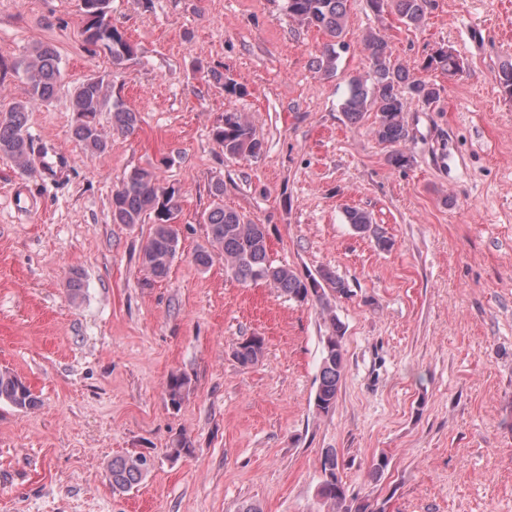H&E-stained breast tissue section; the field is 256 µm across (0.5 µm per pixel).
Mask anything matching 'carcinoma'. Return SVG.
I'll return each mask as SVG.
<instances>
[{
	"label": "carcinoma",
	"instance_id": "1",
	"mask_svg": "<svg viewBox=\"0 0 512 512\" xmlns=\"http://www.w3.org/2000/svg\"><path fill=\"white\" fill-rule=\"evenodd\" d=\"M288 16L298 25L315 28L330 38L318 61V70L330 75L336 71L338 50L347 47L348 0H284ZM377 15L385 6L393 9L398 20L414 28L426 20L428 0H366ZM110 0H81L80 13L82 36L89 53L104 52L112 58V65L120 69L137 55L135 46L126 37L123 28L109 16ZM361 44L367 52L370 69L365 76H354L347 84V95L342 110L352 124L359 123L368 112L376 114L372 132L381 144L390 147L387 162L399 169L410 166L411 156L400 146L409 138L404 112L408 100L425 106L439 98L436 84L415 76L393 56L388 42L379 34L369 31L362 36ZM28 90L27 97L0 111V157L13 160L23 174H30V158L35 154L33 141L28 134L29 112L33 105L49 101L62 81V70L57 50L50 44H40L23 61ZM464 62L455 51L440 47L425 61L423 69L439 70L444 74L458 75ZM207 81L230 95H242L245 88L224 76L217 67L207 70ZM74 115L72 135L92 153L106 150L108 142L99 127L98 116L109 112L113 131L122 135L135 132L140 122L139 113L127 108L123 101L112 96L103 79L91 77L72 92ZM213 137L232 158H256L263 151V143L255 137L247 120L237 112L224 113V119L213 131ZM214 207L204 223L208 225L211 246L224 255V264L235 278L243 283L265 282L279 288L291 299L308 303H324L328 285L338 296L349 295L345 281L329 268H322L317 275L302 277L285 266L273 264L269 258L267 230L263 224H252L235 210L224 208V183H213L210 190ZM114 224H152L142 248V264L153 279L166 277L172 262L179 253V231L175 219L181 211L176 190L162 187L154 174L145 169H134L113 191L110 203ZM345 219L354 231L365 233L372 218L364 210L349 208ZM333 331L323 341L319 368V384L315 406L329 412L336 404L340 380L345 368L342 348V327L332 322ZM264 338L250 336L238 343L234 350L237 362L246 367L255 364L263 353ZM191 387V380L183 375L170 376L166 385L168 403L182 406ZM7 403L20 411L38 406L39 400L31 387L7 369L0 370V403ZM146 457L138 454L112 460L106 477L114 493H127L148 473ZM323 480L318 494L332 506V512H383V508L368 498H351L339 476V459L336 449L328 448L322 457Z\"/></svg>",
	"mask_w": 512,
	"mask_h": 512
}]
</instances>
